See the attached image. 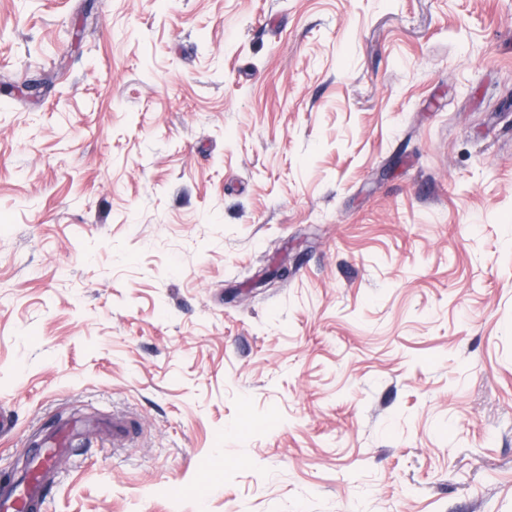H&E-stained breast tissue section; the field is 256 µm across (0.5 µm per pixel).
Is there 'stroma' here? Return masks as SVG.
<instances>
[{"mask_svg":"<svg viewBox=\"0 0 512 512\" xmlns=\"http://www.w3.org/2000/svg\"><path fill=\"white\" fill-rule=\"evenodd\" d=\"M1 405L42 512H512V0H0ZM71 445V435L60 431L36 448L29 466L16 480L0 485V512H40L44 491L58 460Z\"/></svg>","mask_w":512,"mask_h":512,"instance_id":"obj_1","label":"stroma"}]
</instances>
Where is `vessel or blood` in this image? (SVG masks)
I'll use <instances>...</instances> for the list:
<instances>
[{"label":"vessel or blood","instance_id":"1","mask_svg":"<svg viewBox=\"0 0 512 512\" xmlns=\"http://www.w3.org/2000/svg\"><path fill=\"white\" fill-rule=\"evenodd\" d=\"M70 444L71 435L65 431L45 439L35 449L27 471L0 485V512H40L50 477Z\"/></svg>","mask_w":512,"mask_h":512}]
</instances>
